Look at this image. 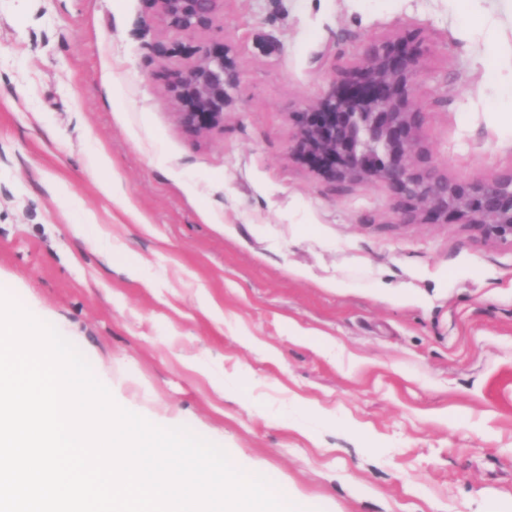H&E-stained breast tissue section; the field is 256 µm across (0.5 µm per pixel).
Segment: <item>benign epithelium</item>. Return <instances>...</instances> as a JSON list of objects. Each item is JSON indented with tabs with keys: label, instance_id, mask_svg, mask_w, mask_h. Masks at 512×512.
<instances>
[{
	"label": "benign epithelium",
	"instance_id": "benign-epithelium-1",
	"mask_svg": "<svg viewBox=\"0 0 512 512\" xmlns=\"http://www.w3.org/2000/svg\"><path fill=\"white\" fill-rule=\"evenodd\" d=\"M185 35L211 28L223 0H149ZM420 53L406 39L372 48L317 106L297 115L296 157L332 182L391 185L433 223L471 224L512 242V170L490 182L439 175L421 150L413 76ZM181 126L197 137L224 127L227 88L238 73L224 42L211 43L185 70L160 73Z\"/></svg>",
	"mask_w": 512,
	"mask_h": 512
}]
</instances>
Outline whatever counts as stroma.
Here are the masks:
<instances>
[{
  "label": "stroma",
  "instance_id": "stroma-1",
  "mask_svg": "<svg viewBox=\"0 0 512 512\" xmlns=\"http://www.w3.org/2000/svg\"><path fill=\"white\" fill-rule=\"evenodd\" d=\"M465 24L453 0H224L187 36L146 0H0V292L116 404L325 512H512V244L294 157L297 113L410 37L437 171L512 169ZM216 39L239 82L201 138L159 72Z\"/></svg>",
  "mask_w": 512,
  "mask_h": 512
}]
</instances>
